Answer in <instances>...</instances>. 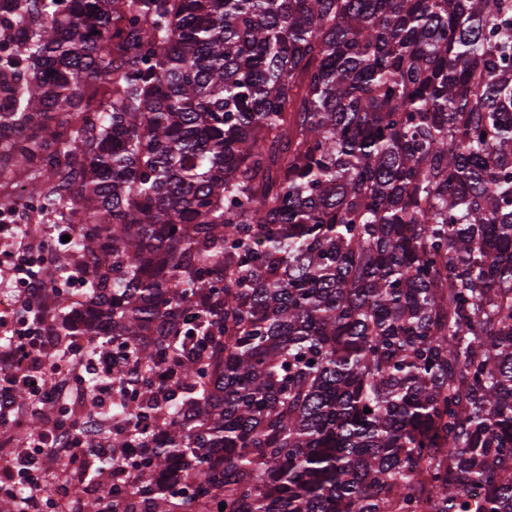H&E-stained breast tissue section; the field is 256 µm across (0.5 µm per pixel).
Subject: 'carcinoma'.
Instances as JSON below:
<instances>
[{
    "mask_svg": "<svg viewBox=\"0 0 512 512\" xmlns=\"http://www.w3.org/2000/svg\"><path fill=\"white\" fill-rule=\"evenodd\" d=\"M4 30L0 141L79 225L22 309L47 386L112 344L68 509L512 512V0H0Z\"/></svg>",
    "mask_w": 512,
    "mask_h": 512,
    "instance_id": "obj_1",
    "label": "carcinoma"
}]
</instances>
